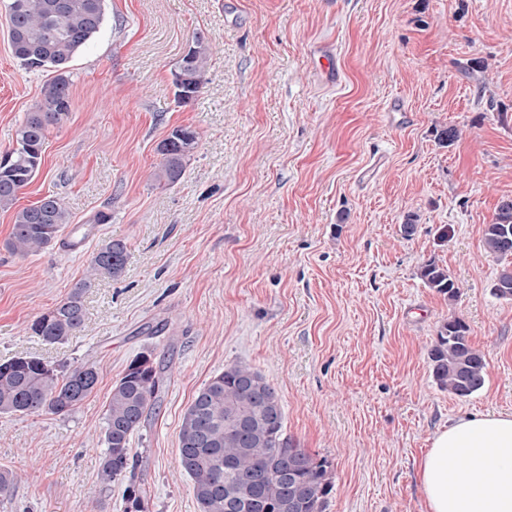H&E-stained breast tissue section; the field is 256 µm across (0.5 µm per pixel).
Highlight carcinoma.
Here are the masks:
<instances>
[{
	"label": "carcinoma",
	"instance_id": "carcinoma-1",
	"mask_svg": "<svg viewBox=\"0 0 512 512\" xmlns=\"http://www.w3.org/2000/svg\"><path fill=\"white\" fill-rule=\"evenodd\" d=\"M104 0H9V38L14 56L29 70L50 67L58 75L46 83L35 111L18 127L15 145L0 164V209L11 208L21 189L38 173L49 126L62 123L70 111L66 69L73 56L104 22ZM195 50L182 57L174 71L175 97L191 103L200 93L207 68L206 46L197 37ZM195 133L176 128L161 143L162 175L177 181L185 158L195 148ZM68 223L63 202L54 196L20 209L8 247L15 253H38L58 240ZM487 251L498 259L512 258V200L501 202L492 223L483 228ZM126 245L111 241L90 259L91 276H119ZM420 277L437 292L455 299L458 286L448 269L435 261L421 267ZM76 286L52 308L37 316L31 332L47 344H62L85 319L83 290ZM494 295L512 299V267L502 269L492 286ZM434 380L454 396L469 398L486 381V362L471 344L469 327L450 317L440 326L429 351ZM97 367L51 364L19 356L0 363V414L50 413L65 416L96 389ZM165 365L142 352L112 385L108 401L100 481L109 486L128 480L124 512H149V491L127 474L130 439L161 401ZM182 470L193 481L199 512H326L332 485L329 463L299 447L284 431L283 412L275 388L265 376L243 364H231L196 393L179 432Z\"/></svg>",
	"mask_w": 512,
	"mask_h": 512
}]
</instances>
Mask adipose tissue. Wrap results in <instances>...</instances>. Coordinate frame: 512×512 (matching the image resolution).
<instances>
[{
	"label": "adipose tissue",
	"mask_w": 512,
	"mask_h": 512,
	"mask_svg": "<svg viewBox=\"0 0 512 512\" xmlns=\"http://www.w3.org/2000/svg\"><path fill=\"white\" fill-rule=\"evenodd\" d=\"M417 472L425 512H512V414H470L436 432Z\"/></svg>",
	"instance_id": "adipose-tissue-1"
}]
</instances>
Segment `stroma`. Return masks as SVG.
<instances>
[{
	"instance_id": "stroma-1",
	"label": "stroma",
	"mask_w": 512,
	"mask_h": 512,
	"mask_svg": "<svg viewBox=\"0 0 512 512\" xmlns=\"http://www.w3.org/2000/svg\"><path fill=\"white\" fill-rule=\"evenodd\" d=\"M199 35L205 84L181 105L173 70ZM321 44L337 52L336 82ZM470 59L487 70L462 71ZM67 73L69 116L0 209V362H92L99 382L69 415H0V469L18 474L0 512H124V483L101 489L103 425L113 383L144 351L172 362L130 441L149 512H199L179 431L199 388L234 363L266 377L288 436L329 461L326 512H423L416 462L433 435L512 413V300L492 292L503 264L482 237L512 199V0H105ZM54 76L14 57L0 5V153ZM447 126L460 137L443 147ZM176 127L197 144L171 183L159 146ZM48 195L84 250L13 254L15 209ZM113 240L123 273L89 278ZM431 260L455 300L421 280ZM81 282L82 328L45 344L33 319ZM451 317L487 362L467 399L435 383L428 359Z\"/></svg>"
}]
</instances>
